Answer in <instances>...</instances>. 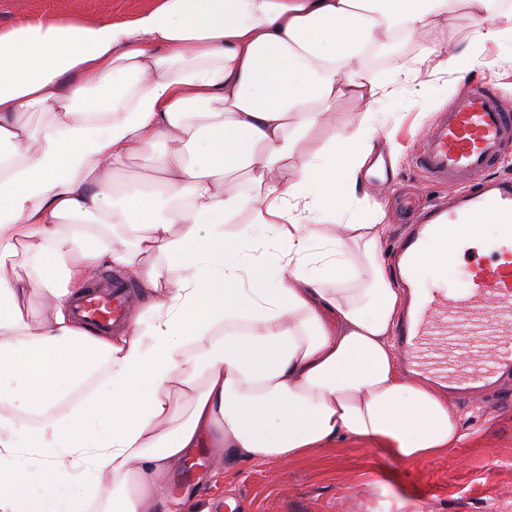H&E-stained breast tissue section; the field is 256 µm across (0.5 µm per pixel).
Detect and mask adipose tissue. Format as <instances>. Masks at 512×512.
Segmentation results:
<instances>
[{
  "mask_svg": "<svg viewBox=\"0 0 512 512\" xmlns=\"http://www.w3.org/2000/svg\"><path fill=\"white\" fill-rule=\"evenodd\" d=\"M464 3L480 42L512 41L502 0ZM447 21L448 0H154L129 20L0 31V512H154L206 433L237 459L288 463L347 437L407 462L465 440L399 367L385 211L351 217L374 155H398L376 106L422 74L487 65L444 43L381 75L365 61ZM342 97L364 119L304 154L290 126ZM31 111L50 122L30 127ZM160 142L162 197L116 200L113 170ZM237 172L252 193L225 192ZM240 218L271 232L273 264L228 232ZM163 258L185 277L166 278ZM106 259L152 313L113 336L70 309ZM35 293L53 312L33 325ZM174 392L191 412L170 429Z\"/></svg>",
  "mask_w": 512,
  "mask_h": 512,
  "instance_id": "ef3b65f1",
  "label": "adipose tissue"
}]
</instances>
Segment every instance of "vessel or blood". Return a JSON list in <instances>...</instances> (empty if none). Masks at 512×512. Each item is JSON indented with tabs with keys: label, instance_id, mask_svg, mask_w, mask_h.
<instances>
[{
	"label": "vessel or blood",
	"instance_id": "obj_1",
	"mask_svg": "<svg viewBox=\"0 0 512 512\" xmlns=\"http://www.w3.org/2000/svg\"><path fill=\"white\" fill-rule=\"evenodd\" d=\"M509 149L512 109L488 83L471 82L420 138L415 154L430 181L458 191L421 214L394 247L399 284L411 299L397 329L403 356L460 398L497 386L512 370V178L485 176ZM481 223L496 227L492 253L461 263ZM443 241L448 260L425 277L423 262ZM133 288L103 272L73 299V312L110 332L132 309Z\"/></svg>",
	"mask_w": 512,
	"mask_h": 512
}]
</instances>
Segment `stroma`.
<instances>
[{"label":"stroma","mask_w":512,"mask_h":512,"mask_svg":"<svg viewBox=\"0 0 512 512\" xmlns=\"http://www.w3.org/2000/svg\"><path fill=\"white\" fill-rule=\"evenodd\" d=\"M152 0H0V30L52 16L62 21L127 19ZM476 23L461 0H451L447 29L422 40L380 51L367 67L380 74L392 56L411 62L433 44L464 49L474 42ZM484 56L493 69L474 71L472 79L500 88L512 104V43H488ZM461 90L452 75L407 84L397 101L380 105L377 120L396 130L405 151L397 167L378 168L364 190L369 202L388 214L383 255H390L401 232L405 204L422 208L447 196L448 188L428 181L412 157L439 112ZM362 118L353 99L336 101L309 132L307 149L315 151L332 137L347 134ZM467 438L461 447L416 462L392 458L381 450L345 438L318 449L310 458L278 461H228L223 449L201 437V449L174 466L166 478L167 496L157 512H225L238 499L240 512H512V402L492 397L455 403Z\"/></svg>","instance_id":"obj_1"}]
</instances>
